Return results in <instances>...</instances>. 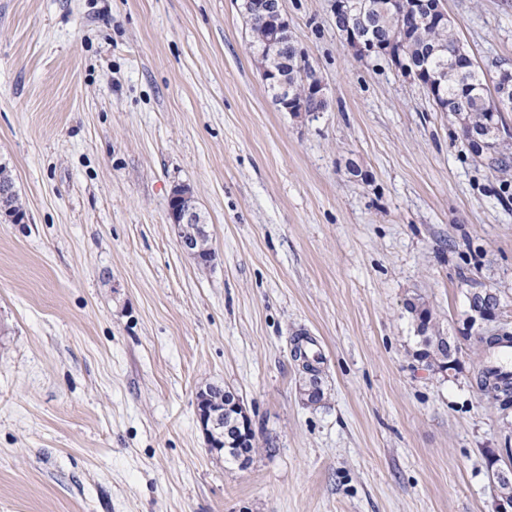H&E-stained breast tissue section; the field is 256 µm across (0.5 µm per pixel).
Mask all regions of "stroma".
Returning <instances> with one entry per match:
<instances>
[{
    "label": "stroma",
    "instance_id": "35a3bbf8",
    "mask_svg": "<svg viewBox=\"0 0 512 512\" xmlns=\"http://www.w3.org/2000/svg\"><path fill=\"white\" fill-rule=\"evenodd\" d=\"M442 5L478 66L512 68V0ZM283 11L326 87L310 117L275 106L241 0H0L25 211L0 222V512H494L512 402L478 390L472 340L453 369L416 360L405 303L459 336L491 288L512 323V172L355 58L332 0ZM177 185L209 267L168 220ZM209 384L247 409V466L206 445Z\"/></svg>",
    "mask_w": 512,
    "mask_h": 512
}]
</instances>
